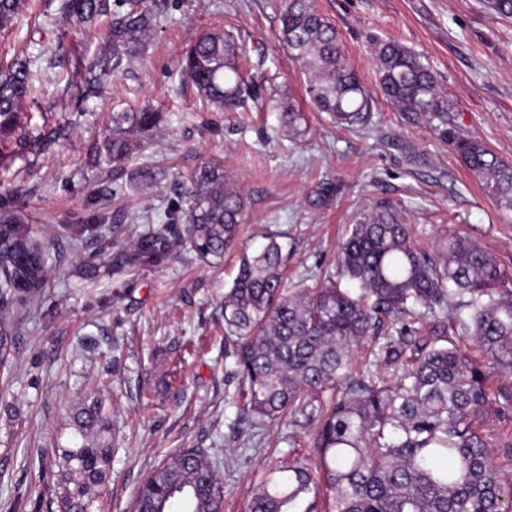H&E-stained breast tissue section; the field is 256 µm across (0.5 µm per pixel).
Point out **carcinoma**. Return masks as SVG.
<instances>
[{
	"mask_svg": "<svg viewBox=\"0 0 512 512\" xmlns=\"http://www.w3.org/2000/svg\"><path fill=\"white\" fill-rule=\"evenodd\" d=\"M25 0H0V30ZM107 0H63L64 14L91 20L108 14ZM285 43L301 62L306 93L318 112L347 130L365 128L373 99L348 64L335 27L310 0H286ZM153 29L147 0L116 11L105 37L112 56L86 69L101 85ZM383 96L400 112L438 122L447 133L448 98L407 46L381 40L374 48ZM199 96L223 112L253 95L239 48L219 33L199 35L181 59ZM39 77L31 62L0 70V138L24 124L23 103ZM283 124L299 133L305 112L280 107ZM161 116L144 107L112 116L106 154L120 165L137 149L136 130ZM455 146L500 207L512 209V164L482 142ZM170 220L198 260L219 264L239 235L245 201L224 167L205 162L186 176ZM167 228H150L123 255L121 267L166 260ZM287 256L272 234L240 255L224 297V345L248 386L246 410L262 421L301 416L317 423L311 464L291 461L268 470L253 489L248 512H512V486L502 482L491 448L512 459V437H492L485 424H512V388L487 386L495 370H512V272L478 244L452 232L428 252L416 248L411 226L381 206L351 225L339 244L336 274L292 290ZM48 278L41 247L7 210L0 213V359L19 343L14 306L41 295ZM438 310L467 312L477 354L447 341L448 326L422 333L421 319ZM385 337L375 369L354 366L356 350ZM72 445L55 449L59 512H100L111 467L112 420L96 395L70 414ZM314 498L299 510L304 495ZM224 486L208 451L188 448L158 465L142 483L133 512H218Z\"/></svg>",
	"mask_w": 512,
	"mask_h": 512,
	"instance_id": "obj_1",
	"label": "carcinoma"
}]
</instances>
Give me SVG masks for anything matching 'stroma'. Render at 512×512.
I'll list each match as a JSON object with an SVG mask.
<instances>
[{
    "label": "stroma",
    "mask_w": 512,
    "mask_h": 512,
    "mask_svg": "<svg viewBox=\"0 0 512 512\" xmlns=\"http://www.w3.org/2000/svg\"><path fill=\"white\" fill-rule=\"evenodd\" d=\"M62 2L27 0L0 33V62L30 58L46 72L24 105L25 136L52 133L42 148L0 141V208L30 229L51 269L42 295L15 311L20 344L0 371V506L23 497L24 512H57L42 464L70 438L69 409L98 391L115 450L101 512H131L147 473L187 448L215 459L220 512H246L269 468L307 459L314 426L288 417L257 428L245 409L224 346V295L242 251L278 235L297 288L335 270L360 213L390 205L420 246L460 229L512 269V210L486 197L453 141L479 139L512 163V18L487 0H312L374 100L369 124L349 131L312 110L307 77L282 41V0H151V37L79 107L78 70L106 55L107 21L77 23ZM204 32L238 42L258 100L220 112L183 80L179 57ZM388 39L418 54L447 93V131L409 120L382 95L372 52ZM288 98L308 117L302 135L274 108ZM146 105L161 122L137 133L139 149L114 167L103 151L113 113ZM205 161L223 164L245 199L223 262L197 261L174 232L162 264L113 269L147 226L167 224L181 176Z\"/></svg>",
    "instance_id": "1"
}]
</instances>
